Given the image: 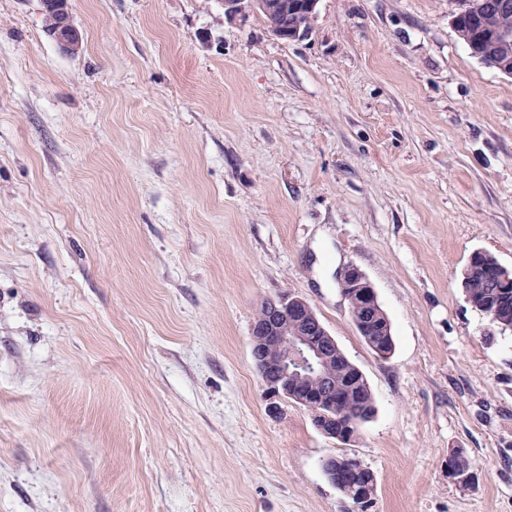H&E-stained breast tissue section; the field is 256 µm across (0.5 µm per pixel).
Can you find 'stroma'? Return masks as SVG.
<instances>
[{
  "label": "stroma",
  "instance_id": "obj_1",
  "mask_svg": "<svg viewBox=\"0 0 512 512\" xmlns=\"http://www.w3.org/2000/svg\"><path fill=\"white\" fill-rule=\"evenodd\" d=\"M70 4L75 55L0 0V512H346L334 455L370 512H512V331L461 286L474 251L512 269V77L458 0H319L295 41L221 0ZM288 292L370 385L354 442L264 394ZM341 290L348 301L352 321L361 336H367L380 348L392 349L393 336H375L372 324L378 323L377 318L383 316L384 322L378 325L389 334L390 321L382 310L375 289L366 275L357 267H349L341 277ZM366 337L365 341L374 350L373 343ZM322 468L328 480L336 488L353 486L358 481V474L366 470V466L359 459L347 457L342 459L336 456L326 458Z\"/></svg>",
  "mask_w": 512,
  "mask_h": 512
}]
</instances>
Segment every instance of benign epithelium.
Wrapping results in <instances>:
<instances>
[{
	"instance_id": "1",
	"label": "benign epithelium",
	"mask_w": 512,
	"mask_h": 512,
	"mask_svg": "<svg viewBox=\"0 0 512 512\" xmlns=\"http://www.w3.org/2000/svg\"><path fill=\"white\" fill-rule=\"evenodd\" d=\"M319 0H222L224 14L245 17L259 14L268 31L278 40H299L308 34L300 17L313 23ZM465 9L454 15L453 26L463 24L467 13L482 17V38L476 42L480 55L490 59L500 73L512 77V29L497 19L512 10V0H465ZM60 19L50 39L68 55L80 49V31L75 26L68 0L56 2ZM342 293L348 301L352 321L362 336L372 335V324L387 330L390 321L382 310L375 289L358 268H348L341 277ZM251 358L268 400L285 398L305 407L314 427L325 437L350 442L363 420L350 419L341 411L332 359L340 355L336 340L317 317L312 306L291 293L265 299L251 332ZM323 471L337 488L352 486L366 466L358 459L330 456Z\"/></svg>"
}]
</instances>
